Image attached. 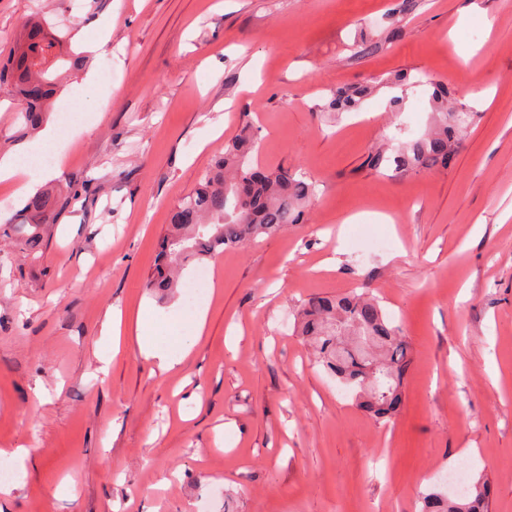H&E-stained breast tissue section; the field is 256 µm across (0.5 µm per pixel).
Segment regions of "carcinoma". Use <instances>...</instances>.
<instances>
[{"mask_svg":"<svg viewBox=\"0 0 512 512\" xmlns=\"http://www.w3.org/2000/svg\"><path fill=\"white\" fill-rule=\"evenodd\" d=\"M66 36L48 38L37 23L27 25L13 54L0 60V85L12 86L20 100L17 119L22 129L34 130L52 111L54 94L80 57L61 49ZM431 98L437 103L432 130L386 154L367 160L378 171L390 165L400 173L446 168L470 126L474 114L466 107L444 104L448 88L433 82ZM362 91L338 89L331 108L351 112L359 107ZM256 141L243 137L224 146L222 157L205 175L194 193L174 207L161 256L146 286L165 296L177 286L175 271L191 258L215 256L227 246H246L259 236H271L299 223L302 207L314 185L286 169L264 171L253 161ZM89 181L73 183L66 193L38 190L4 224L0 234L30 252L40 250L44 226L68 204L83 195ZM299 330L310 339L323 366L341 381L357 388L361 409L382 419L393 415L403 401L402 381L411 358L379 299L355 292L343 296H315L301 305ZM421 512H488L489 490L480 484L455 495L431 491L421 496Z\"/></svg>","mask_w":512,"mask_h":512,"instance_id":"carcinoma-1","label":"carcinoma"}]
</instances>
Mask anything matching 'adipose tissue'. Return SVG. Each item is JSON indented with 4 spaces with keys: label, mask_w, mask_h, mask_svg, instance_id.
I'll return each mask as SVG.
<instances>
[{
    "label": "adipose tissue",
    "mask_w": 512,
    "mask_h": 512,
    "mask_svg": "<svg viewBox=\"0 0 512 512\" xmlns=\"http://www.w3.org/2000/svg\"><path fill=\"white\" fill-rule=\"evenodd\" d=\"M182 315L180 309H172L168 315L152 313L148 309H140L135 319V341L142 354L153 365L154 373L166 375L173 371L183 360L184 356L194 346L198 335H201L206 325V310L199 307L194 311L191 321L193 332L189 335L172 337L169 346L163 347L158 343V332L165 319L176 320Z\"/></svg>",
    "instance_id": "obj_1"
}]
</instances>
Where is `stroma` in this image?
Wrapping results in <instances>:
<instances>
[{"label": "stroma", "instance_id": "35a3bbf8", "mask_svg": "<svg viewBox=\"0 0 512 512\" xmlns=\"http://www.w3.org/2000/svg\"><path fill=\"white\" fill-rule=\"evenodd\" d=\"M394 6L0 0V57L38 12L99 76L58 89L47 146L21 136L0 90V159L35 190L91 182L38 252L0 237V450L33 451L0 512H420L461 465L490 485L489 512H512V0H416L392 37ZM104 24L105 52H86ZM403 73L475 114L448 168L366 166L432 123L429 93L377 83ZM365 85L357 111L329 109L336 89ZM244 133L261 166L314 183L302 222L209 260L214 291L188 300L192 261L155 297L145 283L173 207ZM48 150L60 175L39 163ZM380 234L388 248L371 249ZM353 290L379 299L412 357L383 421L296 329L303 301ZM173 302L207 320L163 377L131 320ZM113 308L116 356L102 334Z\"/></svg>", "mask_w": 512, "mask_h": 512}]
</instances>
